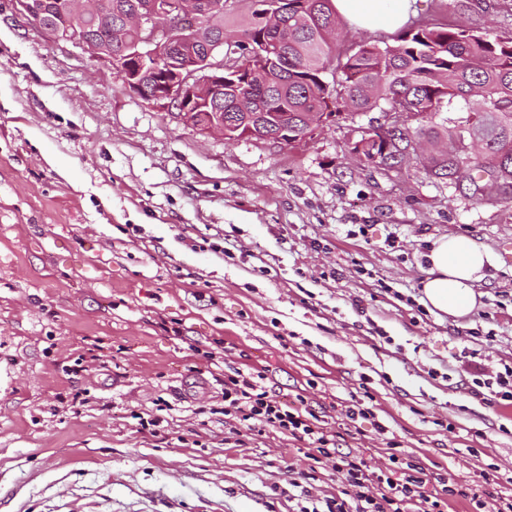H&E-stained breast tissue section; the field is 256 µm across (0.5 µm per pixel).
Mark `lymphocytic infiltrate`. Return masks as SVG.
<instances>
[{
  "label": "lymphocytic infiltrate",
  "instance_id": "lymphocytic-infiltrate-1",
  "mask_svg": "<svg viewBox=\"0 0 512 512\" xmlns=\"http://www.w3.org/2000/svg\"><path fill=\"white\" fill-rule=\"evenodd\" d=\"M254 369H240L224 379V416L247 430L291 436L305 442L315 461L341 476L339 497L326 499V512H447L461 491L447 474L429 476L398 457L399 441L388 438V464L370 470L362 454L341 452L339 434L312 409L303 395L283 399L268 390Z\"/></svg>",
  "mask_w": 512,
  "mask_h": 512
}]
</instances>
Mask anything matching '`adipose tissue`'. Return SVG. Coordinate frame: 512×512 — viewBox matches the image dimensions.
I'll use <instances>...</instances> for the list:
<instances>
[{
	"instance_id": "obj_1",
	"label": "adipose tissue",
	"mask_w": 512,
	"mask_h": 512,
	"mask_svg": "<svg viewBox=\"0 0 512 512\" xmlns=\"http://www.w3.org/2000/svg\"><path fill=\"white\" fill-rule=\"evenodd\" d=\"M415 0H333L339 16L366 29H395L413 11ZM430 270L423 283L425 305L451 317L469 313L476 304L475 283L481 281L494 258L483 246L460 236L433 242L428 255Z\"/></svg>"
}]
</instances>
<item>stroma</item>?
Here are the masks:
<instances>
[{"label":"stroma","instance_id":"35a3bbf8","mask_svg":"<svg viewBox=\"0 0 512 512\" xmlns=\"http://www.w3.org/2000/svg\"><path fill=\"white\" fill-rule=\"evenodd\" d=\"M415 16L512 32V0H417ZM372 120L294 147L206 137L0 0V512H301L339 495L304 443L225 422L221 380L247 367L331 423L371 391L404 459L481 488L452 512L512 500V411L471 392L476 369L512 361V202L464 197L422 151L366 163L351 145ZM444 235L496 258L460 318L416 309ZM95 339L105 362L74 372ZM77 391L85 405L62 408ZM160 397L165 425L138 433L131 411Z\"/></svg>","mask_w":512,"mask_h":512}]
</instances>
